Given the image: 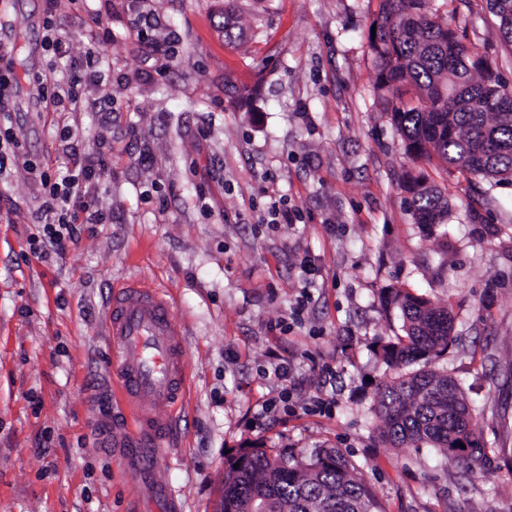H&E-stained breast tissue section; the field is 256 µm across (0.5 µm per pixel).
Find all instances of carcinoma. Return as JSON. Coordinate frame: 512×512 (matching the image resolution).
<instances>
[{
  "mask_svg": "<svg viewBox=\"0 0 512 512\" xmlns=\"http://www.w3.org/2000/svg\"><path fill=\"white\" fill-rule=\"evenodd\" d=\"M489 2L502 40L512 44V0ZM370 49L379 68L377 89L391 96L392 122L414 161L435 159L489 182L512 183V89L473 67L480 57L448 22L427 9V0H381ZM224 43L243 41L233 14L224 11ZM415 223L448 217V199L420 171L399 177ZM386 309L402 319L403 335L379 345L389 365L420 363L376 389L378 437L393 448L429 444L469 470L489 461L474 436L471 408L461 383L429 368L455 343L453 316L402 288L388 290ZM465 446H460V443ZM217 512H386L359 467L340 448L302 456L283 448L254 446L230 458Z\"/></svg>",
  "mask_w": 512,
  "mask_h": 512,
  "instance_id": "1",
  "label": "carcinoma"
}]
</instances>
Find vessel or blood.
<instances>
[{"instance_id":"vessel-or-blood-1","label":"vessel or blood","mask_w":512,"mask_h":512,"mask_svg":"<svg viewBox=\"0 0 512 512\" xmlns=\"http://www.w3.org/2000/svg\"><path fill=\"white\" fill-rule=\"evenodd\" d=\"M107 319L115 398L128 409L125 425L108 421L99 435L116 448L137 480L150 483L172 419L153 413L177 405L186 377V335L175 320L169 291L132 280L113 289Z\"/></svg>"}]
</instances>
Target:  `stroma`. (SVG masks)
<instances>
[{
	"instance_id": "obj_1",
	"label": "stroma",
	"mask_w": 512,
	"mask_h": 512,
	"mask_svg": "<svg viewBox=\"0 0 512 512\" xmlns=\"http://www.w3.org/2000/svg\"><path fill=\"white\" fill-rule=\"evenodd\" d=\"M380 4L236 0L244 42L232 47L225 0H67L63 21L103 73L93 94L114 106L49 112L36 78L64 66H47L44 2L0 0L21 155L0 173V512H150L96 429L117 411L107 302L131 276L167 286L187 331V396L154 474L183 512H216L226 455L249 446L341 448L387 512H512V184L427 167L449 214L415 223L399 185L411 161L369 47ZM428 7L512 83L486 0ZM147 8L158 26L131 36ZM89 13L110 46L78 29ZM59 123L74 131L70 151ZM105 148L92 201L106 223L35 254L29 239L52 216L24 160L62 176ZM278 200L300 220L269 223ZM392 288L452 309L460 345L435 365L461 382L473 433L493 450L475 477L375 436L376 387L396 374L372 351L398 328L382 304ZM287 387L291 409L263 412Z\"/></svg>"
}]
</instances>
